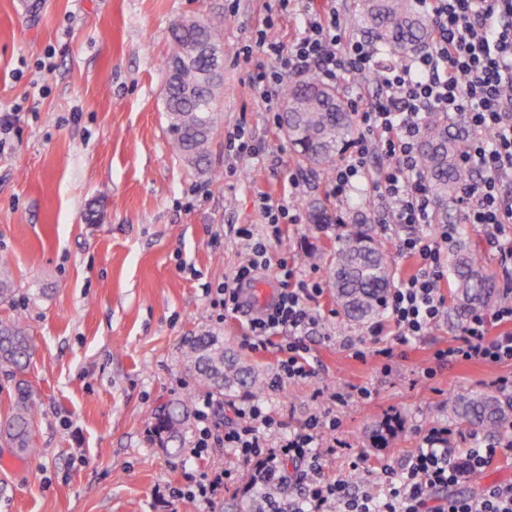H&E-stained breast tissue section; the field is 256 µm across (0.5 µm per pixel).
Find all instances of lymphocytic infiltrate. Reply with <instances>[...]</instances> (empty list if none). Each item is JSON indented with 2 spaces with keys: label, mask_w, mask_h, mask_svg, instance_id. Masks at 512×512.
Returning <instances> with one entry per match:
<instances>
[{
  "label": "lymphocytic infiltrate",
  "mask_w": 512,
  "mask_h": 512,
  "mask_svg": "<svg viewBox=\"0 0 512 512\" xmlns=\"http://www.w3.org/2000/svg\"><path fill=\"white\" fill-rule=\"evenodd\" d=\"M298 3L303 6L300 37L284 45L268 41L262 29L254 48L244 54L252 56L258 48L277 56V71L259 66L252 74L272 110L286 71L312 68L329 84L342 73L377 76L372 101L360 95L352 100L358 135L350 154L337 161L328 185L344 201L356 184L367 182L380 204L379 224L394 232L400 254L415 262L413 272L386 296L387 323L371 329L375 337L386 328L394 330V343L370 353L388 375L402 347L427 336L448 313L442 290L448 267L441 244L450 233L433 229L434 199L417 169V140L427 115L461 117L470 130L462 162L475 177L461 189L457 205L464 223L480 226L512 259V0H416L430 19L432 47L400 64L383 63L371 42L351 35L336 0H279V7L285 11ZM373 153L392 158V165L370 170ZM270 266L276 267L283 287L271 305L248 319L243 342L253 352L276 346L280 358L270 386L277 389L311 374L304 336L322 319L316 309L321 283L298 278L287 258L271 261L265 243L257 241L249 259L213 289L211 303L227 313L239 312L243 287ZM370 354L354 352L359 360ZM511 360L512 272L500 303L490 311L468 312L458 336L434 351L433 364L422 376L433 379L439 368L458 363ZM212 405L211 397L202 396L189 451L197 467L185 473L183 483L169 486L170 501L189 499L207 510L246 471L253 485L273 482L288 493L287 499L267 500L260 512H512V482L488 485L476 496L434 500L436 490L483 470L498 454L490 444L463 447V434L451 428H426L404 464L384 469L379 491H356L348 480L323 472V456L336 452V418L314 414L288 433L279 416L253 403L235 408L236 425L220 432L210 419ZM217 447L232 449L239 469L209 466Z\"/></svg>",
  "instance_id": "lymphocytic-infiltrate-1"
}]
</instances>
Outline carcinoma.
Wrapping results in <instances>:
<instances>
[{
  "label": "carcinoma",
  "mask_w": 512,
  "mask_h": 512,
  "mask_svg": "<svg viewBox=\"0 0 512 512\" xmlns=\"http://www.w3.org/2000/svg\"><path fill=\"white\" fill-rule=\"evenodd\" d=\"M358 16L384 51L402 60L430 46L427 24L415 14L412 0H360ZM171 50L166 58L164 99L172 149L189 167L208 170V156L220 118L223 87L224 37L220 25L198 18L195 23L175 25ZM282 112V130L300 165L319 168L327 178L356 133L351 107L338 87L329 86L314 74L288 85ZM470 139L468 129L437 112L424 124L418 166L436 202L438 224L457 222L458 238L449 259L450 286L462 312L485 308L496 294V282L486 273V260L469 243L464 225L458 223L456 199L472 172L459 164ZM308 262L320 265L325 282L344 317L351 323L369 321L384 311V298L393 282V259L367 224H353L337 232L327 255L310 254ZM194 378L195 391L163 408L156 433L163 446L185 439L195 392L224 397L242 387L261 389L259 379L238 359L226 355L221 333L207 331L191 337L182 352ZM30 358V337L18 315L0 319V368L20 373ZM37 412L33 390L18 380L8 415L0 421V445L22 456L35 455L33 422ZM448 419L463 434L494 445L512 448V395L479 392L448 397ZM400 418L387 417L372 429V447L388 446L404 428Z\"/></svg>",
  "instance_id": "obj_1"
}]
</instances>
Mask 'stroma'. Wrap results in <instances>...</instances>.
<instances>
[{
    "mask_svg": "<svg viewBox=\"0 0 512 512\" xmlns=\"http://www.w3.org/2000/svg\"><path fill=\"white\" fill-rule=\"evenodd\" d=\"M185 16L224 24L222 119L205 174L172 154L164 117L169 31ZM269 18L270 40L298 37V19L276 0H0V111L18 115L0 137V256L10 260L14 288L0 318L18 314L28 324L23 377L39 405L37 455L0 447V512H198L195 502L162 497L188 462L154 433L161 407L193 387L186 340L221 330L225 346L266 381L279 357L243 348V316L218 320L205 293L248 258L240 228L268 243L271 258H291L319 280L322 268L306 256L328 252L330 235L311 224L310 202L327 203L344 223L376 224L367 184L343 203L316 169L297 165L252 83L256 66L277 65L268 52L242 54ZM239 126L264 145L261 156L226 153L225 137ZM292 175L300 221L277 241L260 195L280 197ZM317 309L323 321L306 338L312 378L280 391L240 389L233 402L263 400L290 427L336 415L337 439L364 463L348 472L339 453L323 471L358 488L411 455L425 428L447 424L449 395L491 392L496 375L512 373V363H465L422 380L434 350L456 335L452 312L386 376L353 356L372 345L368 324L347 322L327 291ZM344 387L351 397L332 403L329 393ZM363 388L370 398L359 397ZM391 414L405 428L390 447H370L368 426Z\"/></svg>",
    "mask_w": 512,
    "mask_h": 512,
    "instance_id": "stroma-1",
    "label": "stroma"
}]
</instances>
